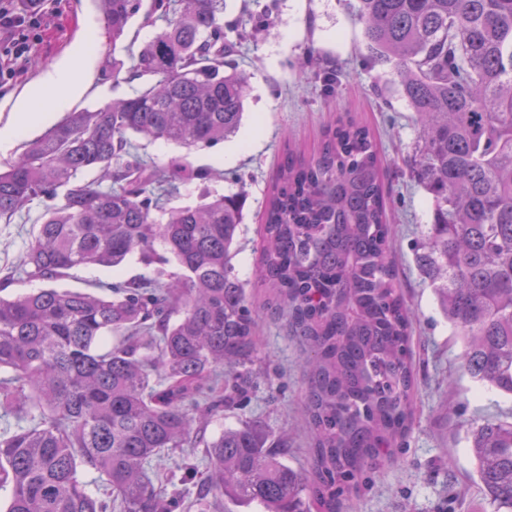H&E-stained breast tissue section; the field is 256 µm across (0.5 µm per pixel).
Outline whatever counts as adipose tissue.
Here are the masks:
<instances>
[{
	"label": "adipose tissue",
	"mask_w": 512,
	"mask_h": 512,
	"mask_svg": "<svg viewBox=\"0 0 512 512\" xmlns=\"http://www.w3.org/2000/svg\"><path fill=\"white\" fill-rule=\"evenodd\" d=\"M91 53L80 45L64 61L52 64L14 97L8 114L0 113V153L13 151L24 132L51 124L90 85Z\"/></svg>",
	"instance_id": "1"
}]
</instances>
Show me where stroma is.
<instances>
[{
	"label": "stroma",
	"instance_id": "35a3bbf8",
	"mask_svg": "<svg viewBox=\"0 0 512 512\" xmlns=\"http://www.w3.org/2000/svg\"><path fill=\"white\" fill-rule=\"evenodd\" d=\"M355 0H226L224 32L237 45V61L249 76L243 124L228 140L190 149L157 140L138 141L137 151L157 165L180 158L193 168L217 170L223 177L181 185L171 204L199 203L204 190L244 192V222L234 245L232 265L255 305L265 301L256 279L261 251L262 215L279 163L288 147L316 153L323 128L335 112H351L374 133L387 171V219L399 283L414 317L412 350L417 414L404 448L371 471L369 485L347 503L346 512H485L482 495L467 478L472 459L457 425L489 419L512 423V399L478 389L462 367V347L444 318L419 260V244L433 222L431 197L416 181L412 164L419 131L392 64L371 58L364 26L353 12ZM93 0H46L41 27L31 41L39 67L24 65L0 87V105L64 57L83 34L87 17L97 16ZM157 25L135 17L121 39L100 30L92 44V85L73 103L94 109L126 98L143 80L113 79L103 65L121 60L132 68L138 49L152 40ZM318 63L301 67L305 52ZM336 84L325 92L321 76ZM45 208L34 202L14 223H0V272L17 266ZM152 268L130 256L115 270L85 266L72 270L62 287L87 290L96 283H118L152 276ZM259 347L251 365L254 388L247 401L224 412L212 430L252 421L270 434L288 437L285 460L306 468L311 449L302 411L305 374L300 344L285 316L264 311L258 320ZM205 448L174 450L164 456V475H175L174 492L193 496L187 467L203 470Z\"/></svg>",
	"mask_w": 512,
	"mask_h": 512
}]
</instances>
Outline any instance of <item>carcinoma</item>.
Instances as JSON below:
<instances>
[{"label": "carcinoma", "instance_id": "obj_1", "mask_svg": "<svg viewBox=\"0 0 512 512\" xmlns=\"http://www.w3.org/2000/svg\"><path fill=\"white\" fill-rule=\"evenodd\" d=\"M112 42L142 0H97ZM376 60L392 63L419 128L415 172L433 200L419 262L478 385L512 397V0H357ZM133 96L69 113L0 170V221L48 201L19 260L51 286L0 298L3 512H172L151 471L196 448L247 397L259 311L235 277L242 198L168 207L212 173L155 168L130 137L208 146L241 124L249 75L224 33V0H153ZM95 171V182L81 175ZM375 135L350 115L308 159L288 153L263 224L259 283L303 345L311 461L288 438L226 429L197 484L200 512L228 498L261 512H341V497L401 447L414 418L410 320L390 256ZM160 243L179 271L164 268ZM138 255L148 279L110 295L58 288L79 266ZM115 334L108 348L103 337ZM491 512H512V423L468 425ZM97 474L101 496L81 468Z\"/></svg>", "mask_w": 512, "mask_h": 512}]
</instances>
